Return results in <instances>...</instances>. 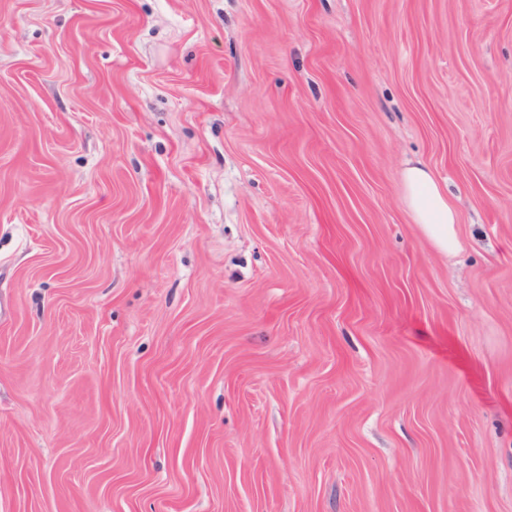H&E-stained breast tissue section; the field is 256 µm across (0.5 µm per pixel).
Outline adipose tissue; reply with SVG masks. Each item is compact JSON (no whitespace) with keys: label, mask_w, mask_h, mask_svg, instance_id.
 Returning a JSON list of instances; mask_svg holds the SVG:
<instances>
[{"label":"adipose tissue","mask_w":512,"mask_h":512,"mask_svg":"<svg viewBox=\"0 0 512 512\" xmlns=\"http://www.w3.org/2000/svg\"><path fill=\"white\" fill-rule=\"evenodd\" d=\"M403 200L423 235L440 252L458 249L456 214L429 169L415 163L403 172Z\"/></svg>","instance_id":"obj_1"}]
</instances>
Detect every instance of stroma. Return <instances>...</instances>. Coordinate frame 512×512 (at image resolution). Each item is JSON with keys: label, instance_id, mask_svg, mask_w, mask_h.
<instances>
[{"label": "stroma", "instance_id": "35a3bbf8", "mask_svg": "<svg viewBox=\"0 0 512 512\" xmlns=\"http://www.w3.org/2000/svg\"><path fill=\"white\" fill-rule=\"evenodd\" d=\"M0 512H512V0H0ZM403 200L423 235L440 252L458 249L456 214L429 169L417 162L403 172Z\"/></svg>", "mask_w": 512, "mask_h": 512}]
</instances>
